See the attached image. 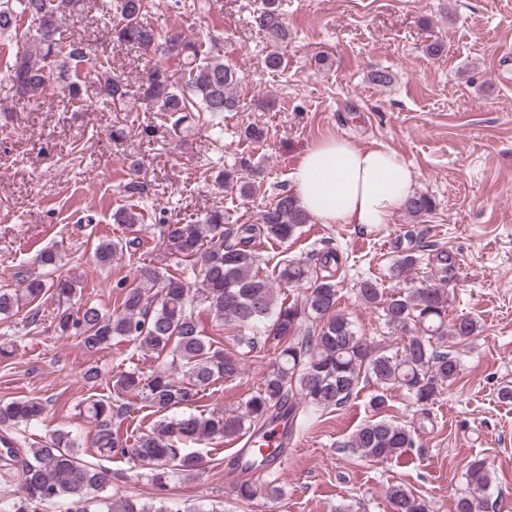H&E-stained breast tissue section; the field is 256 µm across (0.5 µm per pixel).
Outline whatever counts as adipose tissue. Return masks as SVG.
Returning <instances> with one entry per match:
<instances>
[{
  "instance_id": "adipose-tissue-1",
  "label": "adipose tissue",
  "mask_w": 512,
  "mask_h": 512,
  "mask_svg": "<svg viewBox=\"0 0 512 512\" xmlns=\"http://www.w3.org/2000/svg\"><path fill=\"white\" fill-rule=\"evenodd\" d=\"M299 205L325 224L371 228L390 223L415 190L412 169L392 150L343 137L310 148L290 174Z\"/></svg>"
}]
</instances>
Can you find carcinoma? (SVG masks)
<instances>
[{
    "label": "carcinoma",
    "instance_id": "1",
    "mask_svg": "<svg viewBox=\"0 0 512 512\" xmlns=\"http://www.w3.org/2000/svg\"><path fill=\"white\" fill-rule=\"evenodd\" d=\"M80 0H0V35H20L28 49L15 57L8 79L14 95L37 100L51 87L59 88L70 102L88 95L83 75L92 58L91 47L81 37L61 41L59 22L75 15ZM150 0H111L102 5L108 16L113 46H131L145 53L158 52L168 64H156L140 77V95L158 112L177 115L175 126L198 112L220 117L240 108L235 93L239 78L224 65L221 39L188 38L181 33L161 37L145 21ZM256 22L268 39L283 43L288 38L287 14L282 0H263ZM101 80L98 94L116 102L128 96L129 84L112 72L107 54L95 56ZM224 186L237 189L243 197L255 194L256 186L234 169L224 170ZM408 214L422 217L432 210L431 198L416 193L406 203ZM224 211L210 212L200 224H169L166 236L175 253L192 258L202 254L197 285L180 274L162 273L158 267L137 268L139 283L123 287L117 310L108 314L86 303L72 309L60 308L54 317L60 336H76L89 351H97L121 339L146 348L165 359V366L150 374L128 369L112 379L117 400L139 398L167 412L194 404L202 393L219 381L240 378L246 358L269 344L274 361L260 386L246 401L242 415L213 410L188 412L163 420L132 444L120 440L112 430V412L122 410L104 399H91L83 409L94 424V447L101 457H123L152 471L160 490L171 476L189 477L201 468V455L187 447L215 438L232 439L248 428L257 429L269 420L286 417L294 436L308 414L317 409L340 408L361 386L373 383L380 389L370 401L382 409L384 392L398 388L418 406L434 404L460 371L458 358L440 351L437 344L461 341L477 332L469 317L448 322V272L455 259L443 253L441 283L407 292L386 294L378 281L366 277L358 282L357 297L381 311L384 325L403 333L401 346L391 353L358 335L352 322L337 311L341 298L338 282L306 265L288 260L277 276L264 275L254 249L259 239L284 244L311 221L293 196L287 194L265 207L256 224H224ZM136 251V239L102 242L96 260L106 265L123 251ZM286 286L311 282L301 302L278 299L273 281ZM14 293H0V314L20 303H33L49 290L70 300L80 280L60 276L48 282L30 276ZM158 287L157 301L146 297L145 287ZM212 315L217 326L229 329L232 347L204 334L199 308ZM45 407L37 398L20 399L0 406V422L29 423L41 418ZM413 446L406 427L389 419L372 417L353 434L347 447L376 460L402 454ZM13 448L0 454V470L17 481L21 496L13 512H42L43 508L68 502L87 512L83 504L100 489L104 474L85 461L72 434L58 430L49 440L28 450V458L16 463ZM250 476L236 484L237 497L250 501L259 495L279 496L261 461L251 466ZM468 490L455 500L454 512H488L491 478L485 461L473 460L468 469ZM392 512H430L427 502L402 484L389 488ZM106 512H191L178 500L160 497L149 505L134 499L103 503Z\"/></svg>",
    "mask_w": 512,
    "mask_h": 512
}]
</instances>
